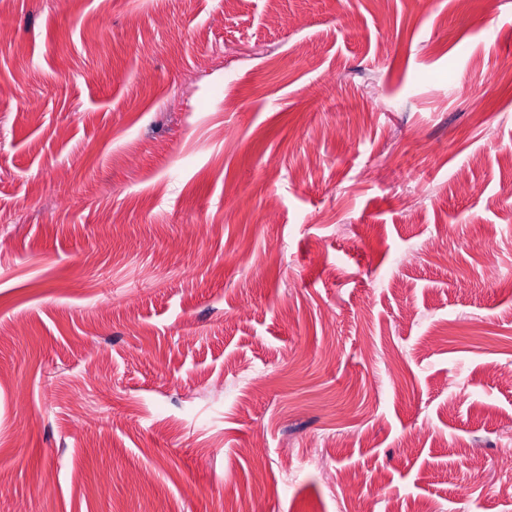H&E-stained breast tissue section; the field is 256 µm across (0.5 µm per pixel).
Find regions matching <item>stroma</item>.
<instances>
[{
    "label": "stroma",
    "instance_id": "stroma-1",
    "mask_svg": "<svg viewBox=\"0 0 512 512\" xmlns=\"http://www.w3.org/2000/svg\"><path fill=\"white\" fill-rule=\"evenodd\" d=\"M510 67L512 0H0V512H512Z\"/></svg>",
    "mask_w": 512,
    "mask_h": 512
}]
</instances>
